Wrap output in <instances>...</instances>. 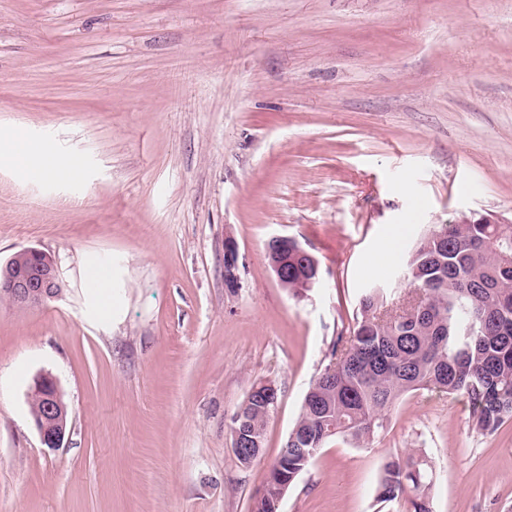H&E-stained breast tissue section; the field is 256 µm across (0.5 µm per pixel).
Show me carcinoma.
I'll list each match as a JSON object with an SVG mask.
<instances>
[{"mask_svg": "<svg viewBox=\"0 0 512 512\" xmlns=\"http://www.w3.org/2000/svg\"><path fill=\"white\" fill-rule=\"evenodd\" d=\"M405 266L424 309L389 324L381 320L382 289L364 292L359 317L311 384L250 512H279L278 502L325 445L338 438L372 441L409 391L465 396L483 434L512 418V225H435L416 240ZM310 270L309 259H292L282 288L305 296ZM274 398L278 391L260 382L232 418L231 432L244 443L245 451L236 454L243 468L262 455ZM432 484L429 461L412 451L384 463L378 498L392 502L405 495L407 512H432Z\"/></svg>", "mask_w": 512, "mask_h": 512, "instance_id": "obj_1", "label": "carcinoma"}]
</instances>
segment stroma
I'll return each instance as SVG.
<instances>
[{
  "label": "stroma",
  "instance_id": "35a3bbf8",
  "mask_svg": "<svg viewBox=\"0 0 512 512\" xmlns=\"http://www.w3.org/2000/svg\"><path fill=\"white\" fill-rule=\"evenodd\" d=\"M12 134L81 177H30ZM484 217L512 224V0H0V262L39 248L63 282L0 302V512H249L364 291L407 296L428 225ZM275 235L320 263L304 299ZM45 372L70 410L54 453L28 406ZM261 380L280 396L246 469L231 417ZM412 449L433 512H512V421L481 434L437 390L331 441L280 512H406L377 481ZM288 247L293 248L300 257L317 259L292 237L274 236L267 244V259L277 282L281 284V280H288V283L281 287L294 298H300L305 296L310 291L309 288H312L320 280L319 264H314L315 278L311 280L309 288H307L306 284L310 278L309 271L312 267L311 261L307 258L295 259L289 256ZM288 260L292 262H288Z\"/></svg>",
  "mask_w": 512,
  "mask_h": 512
}]
</instances>
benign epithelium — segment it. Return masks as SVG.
Instances as JSON below:
<instances>
[{
    "mask_svg": "<svg viewBox=\"0 0 512 512\" xmlns=\"http://www.w3.org/2000/svg\"><path fill=\"white\" fill-rule=\"evenodd\" d=\"M300 257L314 258L296 239L288 236L272 237L266 247L267 259L276 280L288 279V248ZM226 281L230 286L237 283L235 246L228 242L225 248ZM22 253L28 258L25 267L6 262L0 266V298H6L18 309H33L58 298L62 293V281L56 264L48 253L27 247ZM30 397L38 398L41 410L32 414L42 446L48 451L62 447L67 425L64 420V404L57 380L50 374L36 378Z\"/></svg>",
    "mask_w": 512,
    "mask_h": 512,
    "instance_id": "obj_1",
    "label": "benign epithelium"
}]
</instances>
